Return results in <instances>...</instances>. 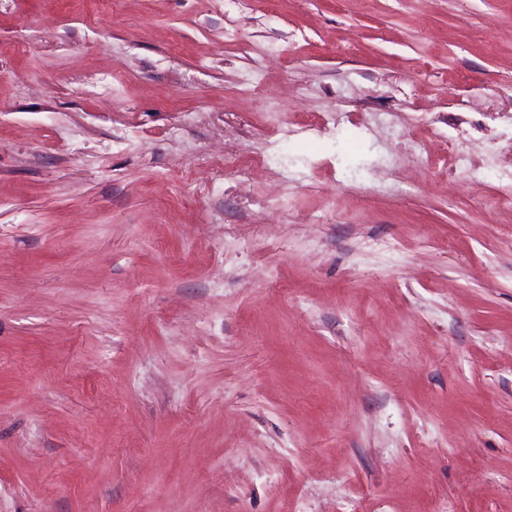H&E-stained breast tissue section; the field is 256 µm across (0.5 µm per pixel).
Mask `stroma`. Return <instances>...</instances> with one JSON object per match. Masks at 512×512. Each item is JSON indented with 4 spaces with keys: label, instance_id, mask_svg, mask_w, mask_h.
I'll list each match as a JSON object with an SVG mask.
<instances>
[{
    "label": "stroma",
    "instance_id": "stroma-1",
    "mask_svg": "<svg viewBox=\"0 0 512 512\" xmlns=\"http://www.w3.org/2000/svg\"><path fill=\"white\" fill-rule=\"evenodd\" d=\"M510 88L512 0H0V512H512ZM211 163L217 168H224L225 173L233 174L239 182H246L252 175V169L242 157L234 155H213Z\"/></svg>",
    "mask_w": 512,
    "mask_h": 512
}]
</instances>
